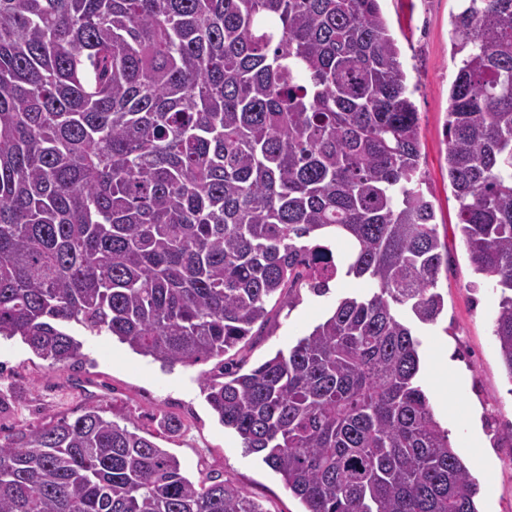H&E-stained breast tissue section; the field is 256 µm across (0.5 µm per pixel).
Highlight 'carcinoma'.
<instances>
[{
  "instance_id": "1",
  "label": "carcinoma",
  "mask_w": 512,
  "mask_h": 512,
  "mask_svg": "<svg viewBox=\"0 0 512 512\" xmlns=\"http://www.w3.org/2000/svg\"><path fill=\"white\" fill-rule=\"evenodd\" d=\"M451 26L448 181L512 381V0ZM411 96L380 0H0V337L75 364V323L191 366L365 279L206 401L303 512H479L420 382L448 253ZM0 512L262 509L88 407L0 444ZM330 291L325 296H315L307 288L301 290V301L288 308V301L272 300L269 321L253 330L244 346L225 362L243 366L244 372L273 357L277 351L287 353L297 341L323 321L333 310L336 300L347 295H364L371 291V285L363 280L340 277L329 283Z\"/></svg>"
}]
</instances>
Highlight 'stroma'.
Returning <instances> with one entry per match:
<instances>
[{
    "label": "stroma",
    "mask_w": 512,
    "mask_h": 512,
    "mask_svg": "<svg viewBox=\"0 0 512 512\" xmlns=\"http://www.w3.org/2000/svg\"><path fill=\"white\" fill-rule=\"evenodd\" d=\"M459 6V0L380 3L416 88L412 100L420 114L421 167L448 251V266L439 276L448 311L438 325L418 331L421 382L455 450L466 446L467 413H477L483 443L468 462L479 484L480 512H512V381L492 334L498 296L492 288L471 287L476 276L456 228L458 202L445 163L448 87L456 74L450 16ZM370 290L365 281L341 277L331 281L326 295L302 290L295 306L270 302L267 324L254 328L231 363L249 369L289 350L332 312L338 298ZM72 333L83 344L81 360L53 368L20 339H0V443L17 429L73 419L94 406L119 424L153 433L191 480L217 476L246 491L263 512H301L281 476L261 455L246 452L237 434L210 409L203 385L218 377L219 360L169 370L110 336L77 325ZM164 415L179 419L181 431H167L159 422Z\"/></svg>",
    "instance_id": "35a3bbf8"
}]
</instances>
